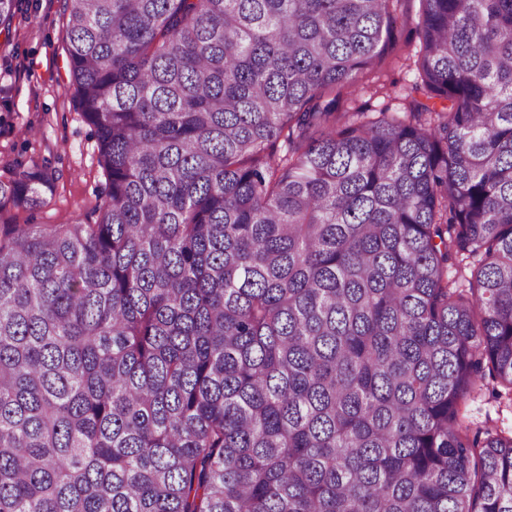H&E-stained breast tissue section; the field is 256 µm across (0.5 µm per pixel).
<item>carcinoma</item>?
Segmentation results:
<instances>
[{"mask_svg": "<svg viewBox=\"0 0 512 512\" xmlns=\"http://www.w3.org/2000/svg\"><path fill=\"white\" fill-rule=\"evenodd\" d=\"M393 2L65 0L107 183L0 180V512H512V0L363 121ZM492 383L477 387L461 406V418L465 423L483 426L487 420L500 429L512 427V410L504 403L499 404L492 398Z\"/></svg>", "mask_w": 512, "mask_h": 512, "instance_id": "cac0c4a2", "label": "carcinoma"}]
</instances>
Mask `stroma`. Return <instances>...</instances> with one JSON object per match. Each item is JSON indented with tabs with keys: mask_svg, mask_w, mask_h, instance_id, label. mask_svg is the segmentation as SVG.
I'll list each match as a JSON object with an SVG mask.
<instances>
[{
	"mask_svg": "<svg viewBox=\"0 0 512 512\" xmlns=\"http://www.w3.org/2000/svg\"><path fill=\"white\" fill-rule=\"evenodd\" d=\"M420 13V0H395L393 35L372 70L346 93L345 110L405 117L415 96ZM66 24L65 0H20L10 30H0V179L35 166L51 183L42 207L14 214L20 224L86 219L106 183L92 129L73 105ZM491 392L488 385L476 388L461 407L462 420L511 429L512 408Z\"/></svg>",
	"mask_w": 512,
	"mask_h": 512,
	"instance_id": "35a3bbf8",
	"label": "stroma"
}]
</instances>
